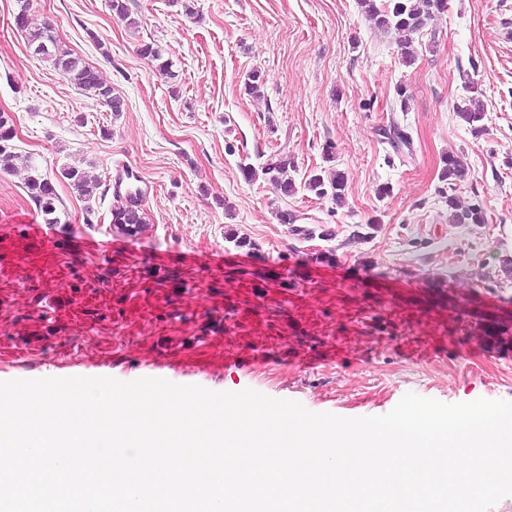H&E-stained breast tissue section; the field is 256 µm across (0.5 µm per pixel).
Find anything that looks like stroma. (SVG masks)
Instances as JSON below:
<instances>
[{"mask_svg": "<svg viewBox=\"0 0 512 512\" xmlns=\"http://www.w3.org/2000/svg\"><path fill=\"white\" fill-rule=\"evenodd\" d=\"M127 6V22L111 0H32L28 13L30 29L52 24L124 99L116 115L33 55L13 22L19 0H0V111L18 155L0 171V228L19 216L44 224L25 188L34 166L50 176L62 214L45 224L61 273L31 261L0 282V381L59 378L61 363L79 358L91 363L81 377L161 374L346 418L385 414L408 393L512 401V333L469 329L486 317L512 330V278L502 272L512 259V0H448L409 65L357 0ZM145 43L171 76L140 56ZM254 70L257 97L244 89ZM468 78L484 107L478 135L454 110ZM394 120L412 137L410 155L382 136ZM275 152L291 159L297 183L344 172V206L244 179V166ZM450 153L466 164L453 193L480 204L485 223H449L439 175ZM122 164L144 188L146 227L130 238L111 222ZM66 166L96 180L92 198L61 177ZM283 211L295 223H280ZM230 233L259 255L245 256ZM119 239L124 251L110 253ZM87 240L101 251L84 253ZM212 250L219 267L177 262Z\"/></svg>", "mask_w": 512, "mask_h": 512, "instance_id": "1", "label": "stroma"}]
</instances>
